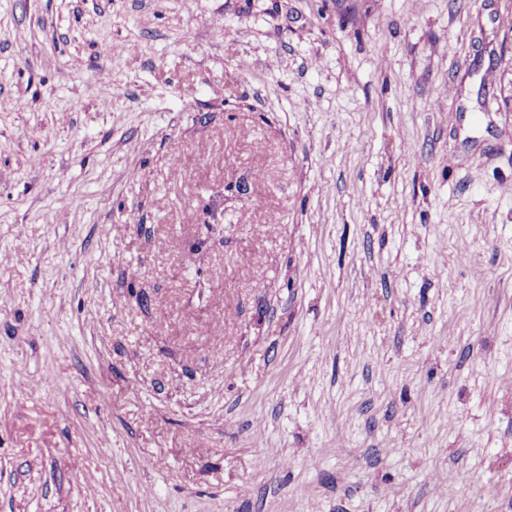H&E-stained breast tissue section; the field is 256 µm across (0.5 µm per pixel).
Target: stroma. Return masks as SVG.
Listing matches in <instances>:
<instances>
[{"label":"stroma","instance_id":"35a3bbf8","mask_svg":"<svg viewBox=\"0 0 512 512\" xmlns=\"http://www.w3.org/2000/svg\"><path fill=\"white\" fill-rule=\"evenodd\" d=\"M0 512H512V0H0Z\"/></svg>","mask_w":512,"mask_h":512}]
</instances>
